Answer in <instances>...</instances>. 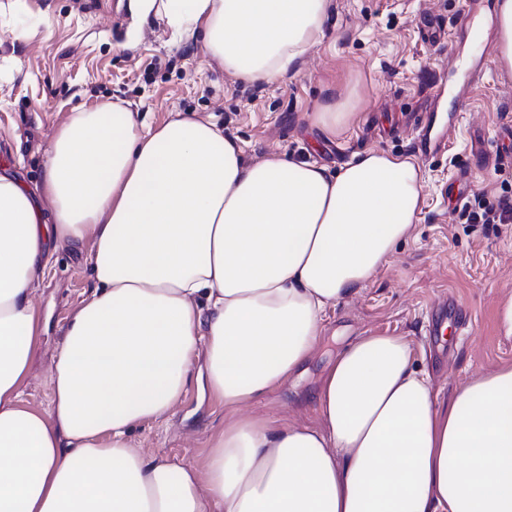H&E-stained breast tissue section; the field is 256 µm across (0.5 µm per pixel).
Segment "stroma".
<instances>
[{
    "mask_svg": "<svg viewBox=\"0 0 512 512\" xmlns=\"http://www.w3.org/2000/svg\"><path fill=\"white\" fill-rule=\"evenodd\" d=\"M495 10V0H330L324 39L278 81L247 84L206 54L200 35L175 42L162 20L135 25L129 0H0V170L40 183L58 126L106 101L146 126L209 120L248 165L279 154L334 169L368 150L414 158L424 189L411 237L327 311L323 337L298 373L245 410L315 421L312 396L337 352L374 333L406 337L417 369L448 399L473 376L512 364V338L497 328L498 309L512 295V223H458L441 198L477 139L498 161L474 169L472 192L486 191L492 203L512 196V93L486 70L458 107L455 132L421 152L413 121L426 118L450 47L428 44L424 22L451 31L460 59L470 61L472 22ZM353 84L361 89L355 116L327 138L312 116L327 92ZM52 264L39 289L37 355L23 392L35 408L48 403L49 367L67 319L93 289L86 250L59 249ZM458 311L463 318L449 323L448 342L435 343L432 322ZM224 415L223 404L192 383L175 414L141 423L130 439L169 461L197 463Z\"/></svg>",
    "mask_w": 512,
    "mask_h": 512,
    "instance_id": "obj_1",
    "label": "stroma"
}]
</instances>
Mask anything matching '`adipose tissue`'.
Masks as SVG:
<instances>
[{"instance_id":"obj_1","label":"adipose tissue","mask_w":512,"mask_h":512,"mask_svg":"<svg viewBox=\"0 0 512 512\" xmlns=\"http://www.w3.org/2000/svg\"><path fill=\"white\" fill-rule=\"evenodd\" d=\"M172 40L250 83L319 43L329 0H131ZM357 89L313 115L333 137ZM423 185L413 158L369 150L332 171L273 155L246 165L215 124L138 126L123 104L69 115L40 185L0 173V512H512V365L451 399L409 341L370 334L326 370L321 423L241 413L312 355L327 310L406 240ZM84 245L94 289L68 317L45 409L22 389L38 285ZM203 371H195L197 359ZM230 414L199 464L129 433L191 381Z\"/></svg>"}]
</instances>
